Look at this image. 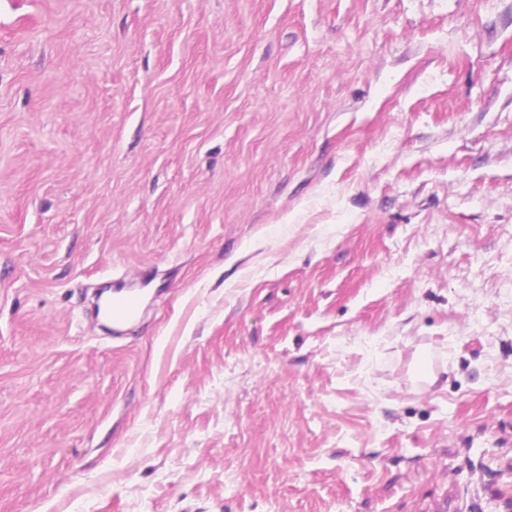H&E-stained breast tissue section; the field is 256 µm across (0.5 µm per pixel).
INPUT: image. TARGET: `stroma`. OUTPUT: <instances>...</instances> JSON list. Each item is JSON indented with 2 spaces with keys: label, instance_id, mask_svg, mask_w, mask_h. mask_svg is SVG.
<instances>
[{
  "label": "stroma",
  "instance_id": "1",
  "mask_svg": "<svg viewBox=\"0 0 512 512\" xmlns=\"http://www.w3.org/2000/svg\"><path fill=\"white\" fill-rule=\"evenodd\" d=\"M0 512H512V0H0ZM140 303V297L132 292H120L113 295L110 302L112 319L116 323H121L129 317L137 315Z\"/></svg>",
  "mask_w": 512,
  "mask_h": 512
}]
</instances>
